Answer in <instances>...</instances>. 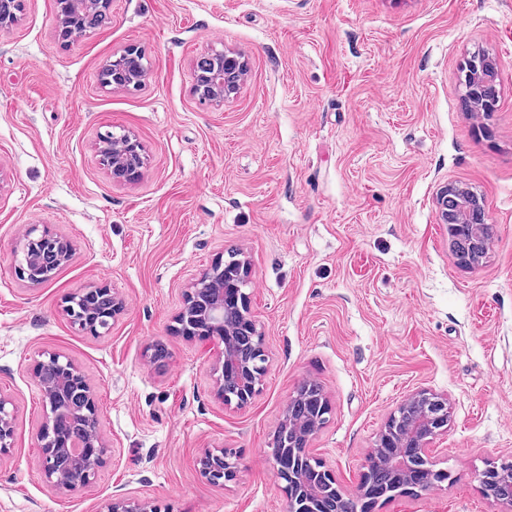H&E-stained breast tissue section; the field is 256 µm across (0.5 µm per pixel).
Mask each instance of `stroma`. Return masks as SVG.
I'll use <instances>...</instances> for the list:
<instances>
[{
	"label": "stroma",
	"mask_w": 512,
	"mask_h": 512,
	"mask_svg": "<svg viewBox=\"0 0 512 512\" xmlns=\"http://www.w3.org/2000/svg\"><path fill=\"white\" fill-rule=\"evenodd\" d=\"M24 4L0 31V396L18 424L0 512H107L117 492L159 512H286L274 435L306 380L331 404L314 455L350 495L390 413L419 389L447 396L431 457L447 481L374 512H512L476 480L512 462V0H112L106 24L67 43L55 0ZM129 45L145 51V83L102 87ZM209 51L247 60L219 105L192 93ZM478 52L499 68L488 115L460 104ZM108 131L141 143L138 181L101 165ZM447 184L487 204L492 239L470 268L436 207ZM30 224L75 247L36 289L14 272ZM232 248L251 263L267 351L243 408L217 398L214 353L173 332L186 291ZM98 285L126 301L103 336L63 311ZM51 353L85 375L108 448L71 493L39 461L31 366ZM208 448L236 452L235 480L201 476Z\"/></svg>",
	"instance_id": "1"
}]
</instances>
